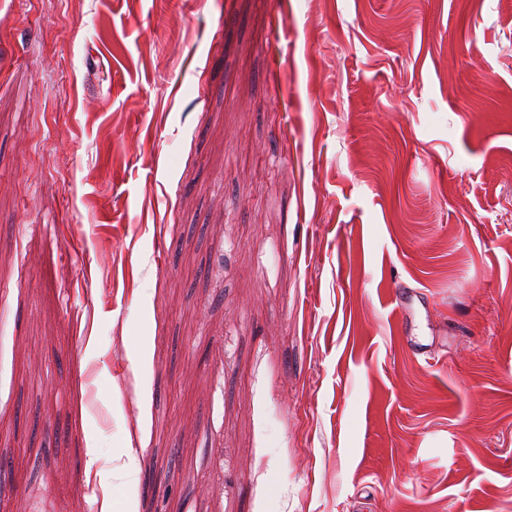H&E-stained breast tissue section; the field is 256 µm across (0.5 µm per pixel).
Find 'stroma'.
<instances>
[{
  "instance_id": "stroma-1",
  "label": "stroma",
  "mask_w": 512,
  "mask_h": 512,
  "mask_svg": "<svg viewBox=\"0 0 512 512\" xmlns=\"http://www.w3.org/2000/svg\"><path fill=\"white\" fill-rule=\"evenodd\" d=\"M5 2L0 512H512V0Z\"/></svg>"
}]
</instances>
